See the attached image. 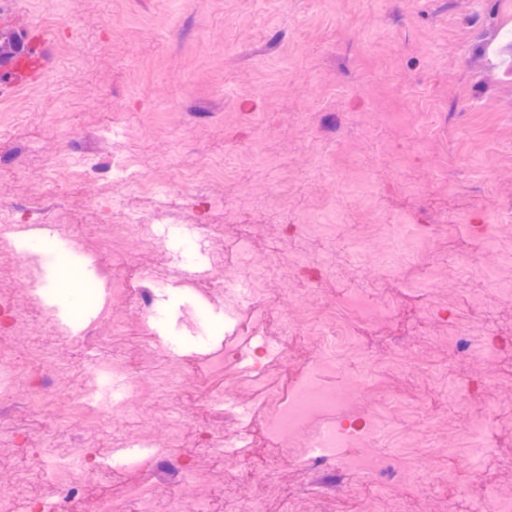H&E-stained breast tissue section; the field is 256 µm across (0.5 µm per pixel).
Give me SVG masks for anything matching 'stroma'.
Returning a JSON list of instances; mask_svg holds the SVG:
<instances>
[{
  "label": "stroma",
  "mask_w": 512,
  "mask_h": 512,
  "mask_svg": "<svg viewBox=\"0 0 512 512\" xmlns=\"http://www.w3.org/2000/svg\"><path fill=\"white\" fill-rule=\"evenodd\" d=\"M9 20L0 19V46L19 37L35 43L48 33L50 63L43 78L0 97V201L13 204L15 221L0 231V297L13 298L23 315L0 325V349L17 356L31 380L41 365L30 356L41 343L56 367L50 383L57 399L72 397L88 361L80 343L85 329L104 336L113 354L130 368L144 363H181L186 383L135 404L134 424L58 420L44 409L27 434H0V488L10 489L12 512H26L19 474L38 464L36 449L81 441L109 467L106 480H84L81 512H98L103 496L125 499L128 488L167 454V420L181 409L193 426L178 446L195 463L197 494L214 512L233 500H261L265 512H292L302 502L310 475L289 463L275 440L258 437L242 449L247 467L219 462L201 448L198 432L211 423L199 399L207 389L253 402L254 383L243 365L215 368L227 336L247 344L251 311L210 281L183 284L175 267L183 241L145 248L128 240L124 249L130 287L160 284L162 312L143 346L127 345L115 326L138 330L133 297L109 292L94 297L85 285L106 277L98 265L75 264L74 250L100 251V228L120 221L113 200L124 201L146 221L158 216L180 224H206L201 258L225 275L264 264L271 244L288 249L292 224L327 222L326 231L302 248L331 270L334 282L317 287L292 275L264 284L270 310L263 331L287 338L285 357L272 359L267 387L288 394L290 378L304 371L315 348L307 339L312 304L335 311L344 289L377 278L382 315L356 323L366 355L344 358L322 385L328 390L361 380L354 401L317 413L304 435L344 425L375 409L389 432L385 441L353 439L343 457L385 450L396 460L397 494L410 512H472L487 492L512 499V428L493 424L485 441L495 453L475 463L465 451L445 450L459 437L480 398L466 408L448 403L457 383L480 379L494 393L512 395V353L456 354L435 306L455 308L461 288L480 294L483 306L466 327L472 337L485 328L512 336V299L498 296L512 286V0H21ZM131 137L106 138L112 123ZM90 151L103 159L132 157L142 179L165 174L170 186L157 197L108 175L90 181L75 169L74 155ZM470 224L501 226L495 242L479 246L467 234L449 232L445 214ZM68 224L74 248L62 246L53 226ZM395 224H434L430 259L455 253L478 275L463 280L457 263H444L429 289L421 263H399L376 276L374 263L391 246ZM42 243V257L65 273L50 306L62 311L67 338L44 333L40 307L18 276L27 265L38 276L39 259L22 261L15 241ZM233 330L225 332L224 319ZM295 332L285 337L282 318ZM401 339L404 357L434 366L428 387L407 375L379 372L386 341ZM425 400L437 429H418L408 415L389 413L393 400ZM278 457L269 481L252 480L245 468ZM471 472L462 485L443 477Z\"/></svg>",
  "instance_id": "35a3bbf8"
}]
</instances>
